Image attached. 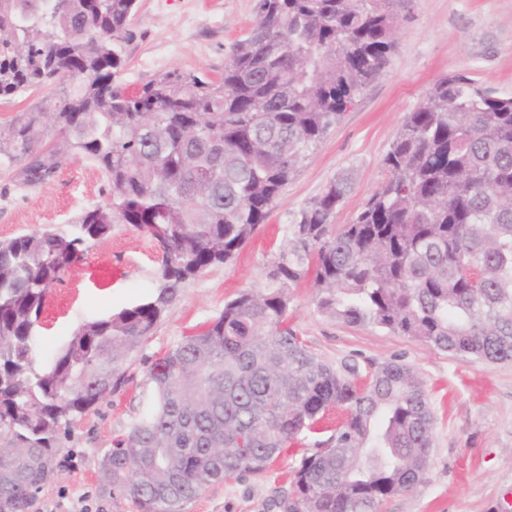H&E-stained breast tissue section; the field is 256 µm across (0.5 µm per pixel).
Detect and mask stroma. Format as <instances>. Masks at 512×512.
Masks as SVG:
<instances>
[{
	"mask_svg": "<svg viewBox=\"0 0 512 512\" xmlns=\"http://www.w3.org/2000/svg\"><path fill=\"white\" fill-rule=\"evenodd\" d=\"M256 0H137L131 37L122 46L116 78L136 88L178 71L220 76L233 45L256 19ZM386 70L290 178L265 224L230 264L188 282L129 362L121 388L79 419L54 476L34 512H137L121 496L102 491L99 460L143 406L152 359L224 309L241 291L266 288L270 263L288 240L300 210L339 174L353 189L336 221L349 223L384 181L382 158L407 112L442 77L463 74L497 94L512 96V0H407ZM108 187L89 160L69 156L48 183L28 188L0 166V240L74 221L104 204ZM158 254L128 224H117L83 261L53 286L35 341L38 363L54 356L81 323L135 305L153 294ZM288 318L338 370L367 372L395 359L425 381L435 416L425 481L385 501L382 512H512V360H462L417 339L372 325L350 326L322 314L309 283L289 288ZM299 440L262 475H239L211 485L185 512H281L301 455Z\"/></svg>",
	"mask_w": 512,
	"mask_h": 512,
	"instance_id": "obj_1",
	"label": "stroma"
}]
</instances>
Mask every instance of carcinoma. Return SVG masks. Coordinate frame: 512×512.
I'll list each match as a JSON object with an SVG mask.
<instances>
[{
  "instance_id": "obj_1",
  "label": "carcinoma",
  "mask_w": 512,
  "mask_h": 512,
  "mask_svg": "<svg viewBox=\"0 0 512 512\" xmlns=\"http://www.w3.org/2000/svg\"><path fill=\"white\" fill-rule=\"evenodd\" d=\"M136 2L0 0V98L58 90L0 131V165L35 188L80 155L109 191L72 224L0 242V512H31L74 423L121 386L186 283L236 258L382 74L401 0H257L220 77L172 72L131 92L115 74ZM51 129L60 141L46 142ZM383 165L350 223H334L346 173L300 211L266 289L228 300L151 363L144 407L99 462L104 489L137 512H184L309 436L285 512H381L424 481L434 415L422 378L398 361L338 371L288 324V288L312 280L321 312L349 325L512 360V96L441 78ZM116 219L158 248L155 293L80 325L38 364L50 289ZM333 409L345 419L321 439Z\"/></svg>"
}]
</instances>
